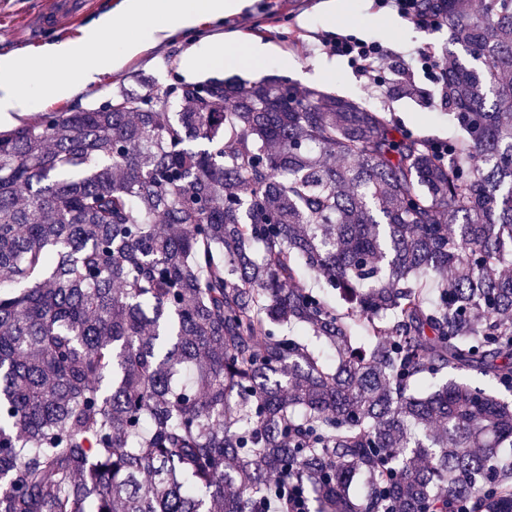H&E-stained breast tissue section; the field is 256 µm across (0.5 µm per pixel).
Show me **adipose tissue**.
<instances>
[{
    "label": "adipose tissue",
    "instance_id": "ef3b65f1",
    "mask_svg": "<svg viewBox=\"0 0 512 512\" xmlns=\"http://www.w3.org/2000/svg\"><path fill=\"white\" fill-rule=\"evenodd\" d=\"M242 0H123L122 8L131 16L146 18L148 24L139 37H125L113 24L111 11H103L87 27L82 39L45 45L38 57L14 52L0 53V123L12 124L32 112L42 90L39 81L21 84L20 75L39 70L49 60L68 68L69 78L56 82L54 90L62 98L75 97L81 88L98 81L102 73L119 69L129 58L140 53L148 42L169 34L191 29L200 19L217 20L237 11ZM111 37L110 51H98L104 37ZM288 66L287 54L277 49L254 45L239 52L216 42L205 48H191L182 57L181 69L194 75L206 65L257 70L267 63Z\"/></svg>",
    "mask_w": 512,
    "mask_h": 512
}]
</instances>
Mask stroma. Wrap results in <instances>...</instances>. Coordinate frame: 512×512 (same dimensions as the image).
I'll return each mask as SVG.
<instances>
[{
    "instance_id": "stroma-1",
    "label": "stroma",
    "mask_w": 512,
    "mask_h": 512,
    "mask_svg": "<svg viewBox=\"0 0 512 512\" xmlns=\"http://www.w3.org/2000/svg\"><path fill=\"white\" fill-rule=\"evenodd\" d=\"M330 0H244L243 8L223 20H202L190 30L149 43L118 70L103 74L99 81L84 88L73 99L44 97L42 112H80L97 108L120 92L140 93L166 90L186 82L180 69L182 56L191 46L216 41L243 48L266 43L287 53L288 68L267 66L257 72L232 70L221 66L202 70L196 77L203 83L229 76L258 81L276 75L296 90L319 89L336 96L364 103L384 112L391 123L425 140L463 137L447 103L438 95L436 84L423 75L414 82L402 79L398 65L402 53L413 46H430L439 58L448 56L446 26H416L404 18L380 9L376 0H347L345 13L330 14ZM42 0H0V52L17 50L38 54L40 43L23 42L19 20L38 12ZM354 34L379 41L387 60L380 74L383 87L373 92L368 82L355 74L346 61L329 59L323 45L327 36Z\"/></svg>"
}]
</instances>
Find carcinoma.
<instances>
[{
    "instance_id": "obj_1",
    "label": "carcinoma",
    "mask_w": 512,
    "mask_h": 512,
    "mask_svg": "<svg viewBox=\"0 0 512 512\" xmlns=\"http://www.w3.org/2000/svg\"><path fill=\"white\" fill-rule=\"evenodd\" d=\"M424 10L443 154L276 76L0 131V512H512V0ZM315 505L311 503L309 510L306 505V497L300 484H288V492L280 500L271 503L268 501L263 507V512H314Z\"/></svg>"
}]
</instances>
